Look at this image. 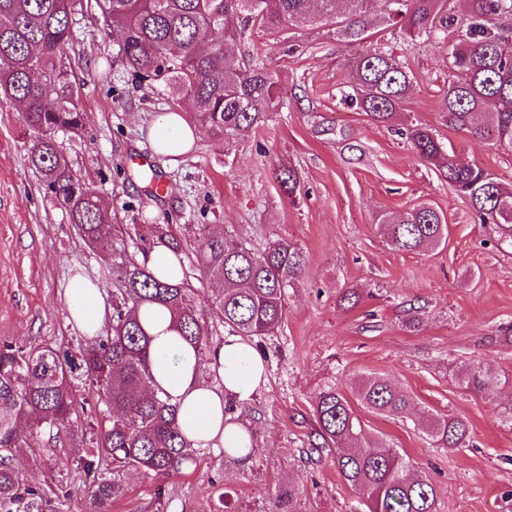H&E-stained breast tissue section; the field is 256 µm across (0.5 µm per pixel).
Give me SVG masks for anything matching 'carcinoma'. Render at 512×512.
<instances>
[{
  "label": "carcinoma",
  "instance_id": "obj_1",
  "mask_svg": "<svg viewBox=\"0 0 512 512\" xmlns=\"http://www.w3.org/2000/svg\"><path fill=\"white\" fill-rule=\"evenodd\" d=\"M462 25L448 13V0H94L106 25L119 32L118 54L136 77L161 85L189 102L194 119L214 135L244 137L278 108L282 81L263 67L231 53L247 32L287 41L303 28L318 29L344 41L365 40L376 24L401 29L414 41L457 31L448 45V85L439 112L441 125L472 133L495 145L512 147V0H466ZM75 0H0V98L24 106L31 131L28 158L45 189L74 224L79 237L108 264L112 325L94 344L73 352L41 344L0 345V512H43L45 492L24 483L11 463L12 449L24 438L59 431L82 413L95 451L80 459L93 504L120 493L102 463L166 475L188 460L194 449L178 426L179 405L150 388L147 358L150 337L139 312L158 304L194 350L197 373L206 371L214 345L192 275L167 282L129 257L123 226L95 191L74 172L55 135L79 133L85 113L58 59L72 37ZM241 27L225 24V15ZM351 101L372 121L389 124L402 111L413 74L406 63L381 46L347 59ZM400 135L426 164L445 174L483 222L500 224L512 239V191L491 173L448 154L436 130L408 122ZM383 237L394 249L414 253L446 242V216L429 204L379 218ZM149 247L165 243L177 250L166 224H141ZM195 270L212 289L209 307L219 311L235 336L261 337L278 330L286 316L288 288L300 277L306 257L283 240L255 252L241 240L198 225ZM467 387L485 391L511 385L477 365L461 369ZM81 382L98 399L90 407L77 400ZM358 401L390 415L411 409L410 397L381 376L361 378ZM313 413L321 438L314 451L336 448V471L366 500L368 512H436L432 481L411 474L412 463L380 443L362 426L348 399L328 386L316 397ZM439 448H461L469 426L460 417L437 416L422 423Z\"/></svg>",
  "mask_w": 512,
  "mask_h": 512
}]
</instances>
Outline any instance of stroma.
<instances>
[{
    "mask_svg": "<svg viewBox=\"0 0 512 512\" xmlns=\"http://www.w3.org/2000/svg\"><path fill=\"white\" fill-rule=\"evenodd\" d=\"M73 31L60 63L86 124L81 135L57 141L117 223L169 224L183 241L193 239L194 225L209 224L257 251L284 239L306 256L284 323L255 341L266 380L233 405L252 455L242 461L199 449L167 475L123 471V490L104 512H275L277 492L288 488L297 512H364L330 452L309 448L317 394L334 385L353 399L356 381L369 375L406 392L410 415L359 403L354 411L368 432L426 473L437 512H512V388L471 390L458 377L468 363L512 377V245L405 139L343 100V63L364 44L314 30L291 47L257 34L245 39L237 56L280 76L282 105L244 138L202 130L191 150L167 157L152 154L146 132L173 110L171 99L127 70L118 36L97 10L76 6ZM379 38L414 75L404 117L436 127L449 153L512 187V148L438 123L452 78L447 38L411 42L391 28ZM29 147L20 110L0 102V343L74 350L92 339L68 319L71 278L83 275L107 292L112 283L104 260L45 190ZM147 155L167 186L156 197L133 164ZM288 167L299 181L292 197L276 178ZM420 203L445 214L446 246L394 250L379 216ZM349 289L360 297L352 308L339 303ZM432 415L466 418L469 447L431 445L420 423ZM91 446V434L74 424L17 449L12 463L27 484L46 490L45 512H90L79 462Z\"/></svg>",
    "mask_w": 512,
    "mask_h": 512,
    "instance_id": "1",
    "label": "stroma"
}]
</instances>
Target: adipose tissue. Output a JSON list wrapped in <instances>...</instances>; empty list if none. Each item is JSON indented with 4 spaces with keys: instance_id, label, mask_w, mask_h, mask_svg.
I'll list each match as a JSON object with an SVG mask.
<instances>
[{
    "instance_id": "ef3b65f1",
    "label": "adipose tissue",
    "mask_w": 512,
    "mask_h": 512,
    "mask_svg": "<svg viewBox=\"0 0 512 512\" xmlns=\"http://www.w3.org/2000/svg\"><path fill=\"white\" fill-rule=\"evenodd\" d=\"M195 135L194 127L180 112L168 113L148 131L155 151L176 157L190 150ZM68 298L71 320L85 335H96L105 318L104 298L98 285L84 276H74ZM145 321L152 337V385L179 403L178 423L192 446L217 452L250 447L249 433L225 416L224 403L229 396L240 401L251 398L265 378L262 355L241 337H225L212 356L217 383L206 385L196 378L193 350L172 329L168 310L154 308L146 314Z\"/></svg>"
}]
</instances>
